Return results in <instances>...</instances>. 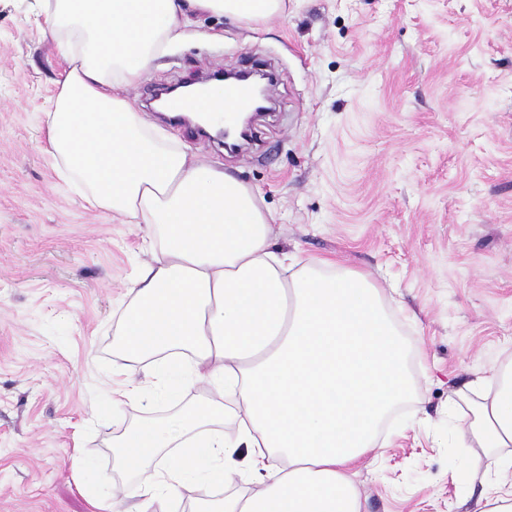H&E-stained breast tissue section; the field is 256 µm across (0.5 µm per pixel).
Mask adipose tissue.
Here are the masks:
<instances>
[{"label":"adipose tissue","instance_id":"adipose-tissue-1","mask_svg":"<svg viewBox=\"0 0 512 512\" xmlns=\"http://www.w3.org/2000/svg\"><path fill=\"white\" fill-rule=\"evenodd\" d=\"M45 33L67 64L45 113L60 176L83 200L152 232L115 340L147 360L157 389L183 367L217 382L196 403L128 429L112 452L135 512H178L188 480L246 488L197 512H361L351 475L386 414L409 398L405 341L383 291L340 261L275 249L253 190L197 161L115 95L181 40L189 11L257 23L284 0H44ZM459 433L495 455L480 512H512V362L476 382ZM234 418L236 435L215 430ZM164 457L155 478L137 473Z\"/></svg>","mask_w":512,"mask_h":512}]
</instances>
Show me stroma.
Instances as JSON below:
<instances>
[{"instance_id": "stroma-1", "label": "stroma", "mask_w": 512, "mask_h": 512, "mask_svg": "<svg viewBox=\"0 0 512 512\" xmlns=\"http://www.w3.org/2000/svg\"><path fill=\"white\" fill-rule=\"evenodd\" d=\"M44 25L43 0H0V512H97L87 486L124 485L113 440L224 398L195 381L108 403L114 372L149 373L112 330L150 239L86 208L44 151L66 72ZM256 68L276 107L240 151L168 130L256 193L277 247L396 290L414 385L353 478L362 512H476L448 395L512 359V0H285L253 25L199 12L116 92L158 125L149 90Z\"/></svg>"}]
</instances>
